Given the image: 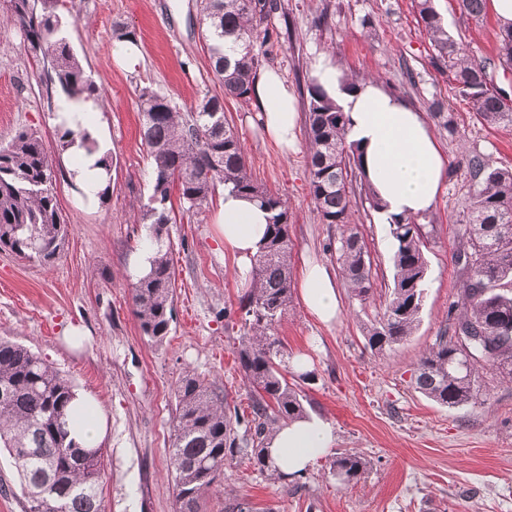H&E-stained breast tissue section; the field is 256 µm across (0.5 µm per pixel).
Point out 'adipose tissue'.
Returning <instances> with one entry per match:
<instances>
[{
    "label": "adipose tissue",
    "mask_w": 512,
    "mask_h": 512,
    "mask_svg": "<svg viewBox=\"0 0 512 512\" xmlns=\"http://www.w3.org/2000/svg\"><path fill=\"white\" fill-rule=\"evenodd\" d=\"M312 76L348 118L346 138L358 144L371 187L384 218L420 217L429 213L445 180L447 162L423 115L369 78L348 89L343 68L327 54L312 65ZM253 96L258 119L272 139L294 146L299 114L280 75L260 71ZM217 222L224 247L236 261V273L248 281L249 270L267 231L268 214L257 203L225 191ZM301 298L320 321L338 317V284L321 264L310 265L301 283ZM335 443L331 424L311 415L277 427L266 446L279 469L290 476L306 471Z\"/></svg>",
    "instance_id": "1"
}]
</instances>
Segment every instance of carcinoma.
Instances as JSON below:
<instances>
[{
	"label": "carcinoma",
	"mask_w": 512,
	"mask_h": 512,
	"mask_svg": "<svg viewBox=\"0 0 512 512\" xmlns=\"http://www.w3.org/2000/svg\"><path fill=\"white\" fill-rule=\"evenodd\" d=\"M422 29L444 64L457 92L488 125L512 124V102L491 84L493 62H476L448 35L432 0H413ZM461 12L478 20L487 0H456ZM65 0H15L4 20L24 35L26 55L46 68L47 98L58 85L65 101L102 99V91L60 35L59 12ZM206 22L204 40L212 72L224 95L204 94L193 112L149 87L141 89L140 137L153 159L151 191L134 213L152 249L149 269L132 284L135 318L143 335L163 341L171 331L176 272L171 264L174 202L197 215L222 185L255 199L272 214L265 243L253 259L252 284L239 301L243 320L238 357L253 397L247 415L231 416L214 383L188 370L179 379L176 413L168 448L176 512H203L207 495L218 487L224 465L247 460L273 480L276 469L265 441L282 422L305 415L303 396L288 383L277 360L286 354L277 329L291 303L290 212L279 194L260 184L247 165L244 143L224 119V99L245 100L253 90L270 34L262 28L272 0H198ZM496 58L512 66V27L496 33ZM305 116L310 194L318 219L342 227L336 260L352 297L365 302L373 293L371 260L363 237L349 223L353 184L359 183L369 208L382 205L363 169L358 147L346 138L348 119L310 79ZM437 125L455 133L453 114L430 105ZM78 146L91 155L98 144L81 125L56 127V147ZM95 166L108 196L112 156ZM474 190L459 233L466 248L455 255L460 271L457 300L450 304L452 325L416 364L415 386L434 402L459 408L476 403L483 388L480 369L488 366L512 383V169L492 167L480 155L467 160ZM393 243V287L379 320L367 333L371 350L382 352L410 336L425 294L426 234L414 218L389 223ZM69 225L56 194V175L42 136L21 129L0 143V250L21 260L50 265L66 250ZM484 342L488 357L464 358L453 341L456 327ZM72 381L30 348L0 337V448L9 454L28 503L27 512H105L100 487L105 479L102 448H86L71 436L68 419L79 410ZM244 426L243 435L236 427ZM369 463L344 453L329 464L342 485L357 482Z\"/></svg>",
	"instance_id": "carcinoma-1"
}]
</instances>
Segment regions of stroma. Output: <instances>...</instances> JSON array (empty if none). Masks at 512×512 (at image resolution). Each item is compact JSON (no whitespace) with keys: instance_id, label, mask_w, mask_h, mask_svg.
Here are the masks:
<instances>
[{"instance_id":"obj_1","label":"stroma","mask_w":512,"mask_h":512,"mask_svg":"<svg viewBox=\"0 0 512 512\" xmlns=\"http://www.w3.org/2000/svg\"><path fill=\"white\" fill-rule=\"evenodd\" d=\"M265 26L271 34L264 65L278 71L298 102L322 54L336 58L346 75L373 76L423 117L443 102L456 135L435 129L448 173L432 212L423 217L427 290L411 336L392 350L372 352L368 328L383 313L393 285L392 239L381 213L354 203L350 224L363 236L372 261L374 295L367 302L340 286L341 312L319 322L301 299L304 265L336 267L329 249L340 228L314 213L306 145L287 151L256 119L255 101L226 99L224 115L242 137L254 178L286 199L292 214V302L278 334L290 357L305 356L309 380L298 381L289 361L282 369L298 383L307 414L328 421L334 453H353L371 468L342 486L320 457L301 475L268 480L247 462H227L207 512H224L225 497L248 498L259 512H512V384L484 369L477 403L441 406L416 389L418 359L449 323L448 306L460 280L454 254L459 226L473 192L466 160L478 154L512 168V126L486 125L455 92L418 23L413 0H277ZM448 33L472 60L496 55L494 17L477 21L454 0H434ZM64 34L104 93L91 122L102 149L111 152L107 199L86 198L76 178L77 150L53 155L62 215L72 227L54 264L42 266L0 251V336L31 348L52 363L99 410L104 434L106 512H174L167 448L175 414V389L185 370L215 383L228 413L249 411L252 389L237 350L243 333L238 299L245 289L224 248L215 215L178 217L171 227L176 298L171 333L157 343L143 336L133 314L128 273L143 233L133 211L150 192L152 159L139 134L138 95L143 86L170 96L188 112L204 93H220L201 32L196 0H68ZM136 34L141 60L118 65L116 26ZM24 36L0 23V141L22 128L55 145L42 65L23 52Z\"/></svg>"}]
</instances>
